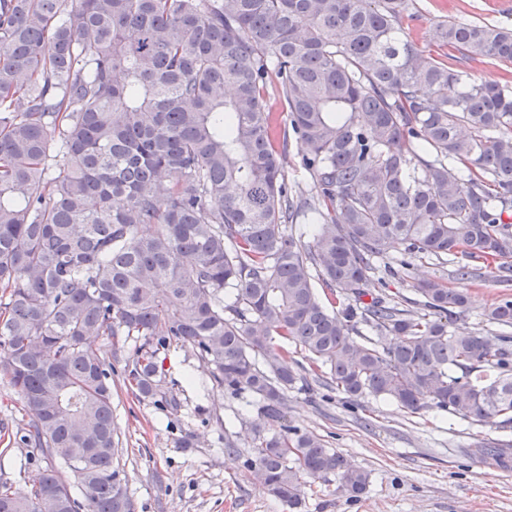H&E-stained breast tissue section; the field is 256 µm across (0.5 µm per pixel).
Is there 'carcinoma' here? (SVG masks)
I'll list each match as a JSON object with an SVG mask.
<instances>
[{
	"mask_svg": "<svg viewBox=\"0 0 512 512\" xmlns=\"http://www.w3.org/2000/svg\"><path fill=\"white\" fill-rule=\"evenodd\" d=\"M406 9L0 0V368L25 402L27 460H47L28 490L0 484V512H134L98 345L114 336L142 340L124 373L144 398L163 393L172 341L249 395L247 469L292 507L308 478L335 475L350 499L370 483L288 423L295 347L349 398L512 424L511 296L484 313L492 335L458 324L470 296L442 277L415 279L417 310L362 303L380 260L408 276L445 258L456 281L477 262L512 272V84L465 66L512 64V28L442 21L435 52L400 40ZM290 134L309 200L274 146ZM305 215L308 245L285 230Z\"/></svg>",
	"mask_w": 512,
	"mask_h": 512,
	"instance_id": "carcinoma-1",
	"label": "carcinoma"
}]
</instances>
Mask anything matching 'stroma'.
<instances>
[{"label": "stroma", "mask_w": 512, "mask_h": 512, "mask_svg": "<svg viewBox=\"0 0 512 512\" xmlns=\"http://www.w3.org/2000/svg\"><path fill=\"white\" fill-rule=\"evenodd\" d=\"M400 21L403 37L435 48L436 25L448 19L512 27V0H407ZM470 307L466 327L497 332L484 313L502 287L486 276L466 282ZM134 339L113 337L103 352H116L112 377V415L120 439L124 470L135 512H512V462L470 455L475 442L512 440V427L468 423L427 408L406 414L373 398L350 399L316 380L288 391L286 415L328 447L371 473L358 500L338 490L335 477L308 479L297 507L254 483L244 466L257 420L248 396L235 397L210 387V369L191 347L171 343L164 353V397L144 398L124 384L122 360ZM24 402L0 374V482L25 490L38 473L19 476L24 448L14 444L25 419Z\"/></svg>", "instance_id": "1"}]
</instances>
